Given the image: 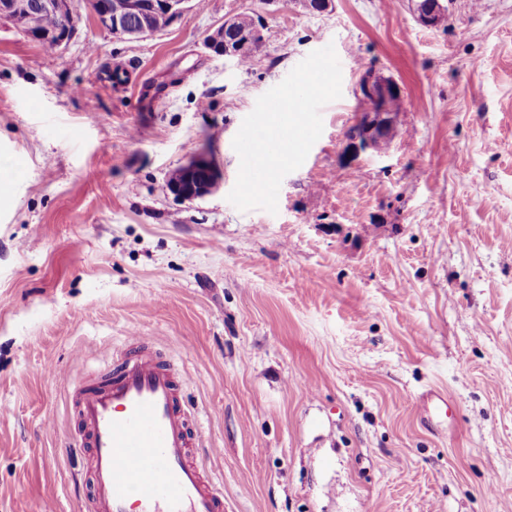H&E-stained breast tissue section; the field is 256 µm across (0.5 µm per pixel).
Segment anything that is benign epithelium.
<instances>
[{
  "instance_id": "7a95c632",
  "label": "benign epithelium",
  "mask_w": 512,
  "mask_h": 512,
  "mask_svg": "<svg viewBox=\"0 0 512 512\" xmlns=\"http://www.w3.org/2000/svg\"><path fill=\"white\" fill-rule=\"evenodd\" d=\"M187 0H107L94 13L96 24L112 34L129 40L142 39L156 34L150 27V17L164 11L175 22L183 13ZM72 0H40L39 5L58 15L63 31L39 36L37 41L53 49L66 47L76 30V19L72 11ZM29 10V0H0V16L13 21L20 19ZM444 10L441 0H417L416 13L420 24L431 25V17ZM132 18L139 19V26H129ZM238 15L224 17V22L214 28L207 37V46L214 54L228 60L240 62L243 54L263 41L262 27L252 32H243L228 40L224 32L235 28ZM359 88L366 108L355 113V122L349 130L350 148L354 154L380 149V142L392 134L397 111L394 100L401 98L398 85L392 80H378L372 73L363 74ZM222 181L220 170L204 155H197L176 169L169 177L167 188L175 197L189 200L203 197L218 190Z\"/></svg>"
}]
</instances>
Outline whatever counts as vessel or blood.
<instances>
[{
    "instance_id": "b4317fda",
    "label": "vessel or blood",
    "mask_w": 512,
    "mask_h": 512,
    "mask_svg": "<svg viewBox=\"0 0 512 512\" xmlns=\"http://www.w3.org/2000/svg\"><path fill=\"white\" fill-rule=\"evenodd\" d=\"M76 448L88 449L86 512H224L214 471L191 450L201 436L176 369L137 335L97 383L71 392Z\"/></svg>"
}]
</instances>
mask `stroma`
Instances as JSON below:
<instances>
[{
	"label": "stroma",
	"instance_id": "obj_1",
	"mask_svg": "<svg viewBox=\"0 0 512 512\" xmlns=\"http://www.w3.org/2000/svg\"><path fill=\"white\" fill-rule=\"evenodd\" d=\"M188 0L132 41L88 0L66 48L0 18V512H84L66 386L136 334L223 449L224 512H512V0ZM262 19L253 66L214 55ZM334 46L342 95L277 213L227 199L257 99ZM401 90L352 156L365 70ZM204 154L221 188L175 198ZM434 393L447 417L428 420ZM416 13L420 24L431 27V17H433V27L441 25L445 19L444 5L441 0H418L416 1ZM438 13V14H437ZM239 17V20H238ZM238 22V24H237ZM237 24V26H236ZM255 25V17L250 13H240L227 15L224 22L218 27L214 28L207 37V46L214 54L224 56L225 59L233 60L243 67H251L256 58V54L250 52L242 60L243 54L249 49L254 48L256 45H261L263 41L262 26H257L252 32H243L251 29ZM235 29V33L227 31ZM227 31V37L234 40L224 39V32ZM243 32V33H242Z\"/></svg>",
	"mask_w": 512,
	"mask_h": 512
}]
</instances>
